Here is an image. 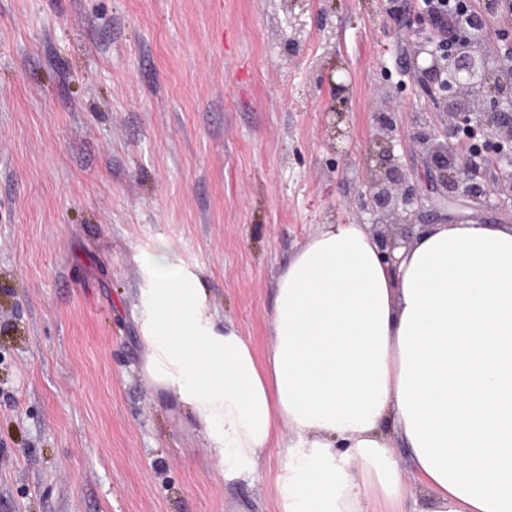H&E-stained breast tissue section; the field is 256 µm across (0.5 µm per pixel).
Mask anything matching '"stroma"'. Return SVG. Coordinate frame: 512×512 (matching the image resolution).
Masks as SVG:
<instances>
[{
	"instance_id": "35a3bbf8",
	"label": "stroma",
	"mask_w": 512,
	"mask_h": 512,
	"mask_svg": "<svg viewBox=\"0 0 512 512\" xmlns=\"http://www.w3.org/2000/svg\"><path fill=\"white\" fill-rule=\"evenodd\" d=\"M419 16L424 0H0V512H278L292 433L224 481L145 377L141 259L173 243L265 354L282 265L323 225L374 221L376 113L446 129ZM395 153L443 223L421 148Z\"/></svg>"
}]
</instances>
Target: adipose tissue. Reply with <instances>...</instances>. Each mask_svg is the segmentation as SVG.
Returning a JSON list of instances; mask_svg holds the SVG:
<instances>
[{
	"instance_id": "obj_1",
	"label": "adipose tissue",
	"mask_w": 512,
	"mask_h": 512,
	"mask_svg": "<svg viewBox=\"0 0 512 512\" xmlns=\"http://www.w3.org/2000/svg\"><path fill=\"white\" fill-rule=\"evenodd\" d=\"M397 254L394 269L365 225H325L280 271L262 358L173 244L144 256V372L225 481L287 429L280 512H406L412 486L429 512H512V225L437 224Z\"/></svg>"
}]
</instances>
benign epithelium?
I'll return each mask as SVG.
<instances>
[{"label":"benign epithelium","instance_id":"1","mask_svg":"<svg viewBox=\"0 0 512 512\" xmlns=\"http://www.w3.org/2000/svg\"><path fill=\"white\" fill-rule=\"evenodd\" d=\"M418 55L422 56V63L416 64L419 78L434 98L438 114L444 116L447 133H480L496 144V150L476 158L471 151L460 149V145L431 130L408 134V138L419 143L437 172L443 204L450 208L462 202L475 207L495 193L512 198V113L502 111L499 100L482 93L493 75L489 55L459 35L453 23L445 30L432 31ZM497 71L500 92L505 93L512 86V56L503 59ZM375 119L381 162L370 173L360 197L372 214L390 215L408 209L418 198L406 184L405 173L394 153V128L388 114L379 112ZM495 163H503L507 168L501 171L500 181L489 183L483 178L482 167ZM370 232L384 260L396 266L394 252L408 243L411 231L405 228L398 234H389L373 224Z\"/></svg>","mask_w":512,"mask_h":512}]
</instances>
